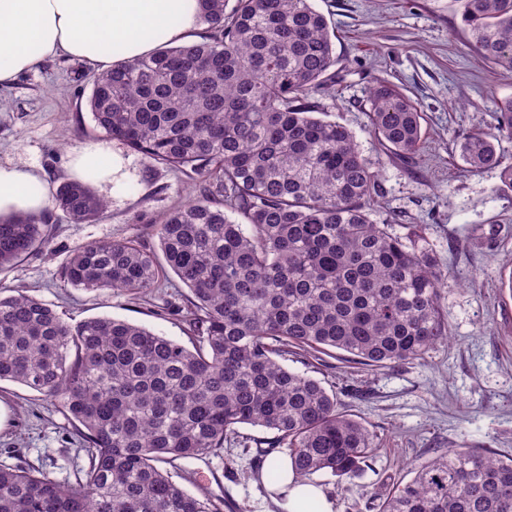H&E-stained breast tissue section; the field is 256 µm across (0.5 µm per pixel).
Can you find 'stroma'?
Returning <instances> with one entry per match:
<instances>
[{"label":"stroma","mask_w":512,"mask_h":512,"mask_svg":"<svg viewBox=\"0 0 512 512\" xmlns=\"http://www.w3.org/2000/svg\"><path fill=\"white\" fill-rule=\"evenodd\" d=\"M334 31L335 84L315 95L323 119L350 129L372 160L380 186L371 217L396 226L426 225V240L448 277L441 305L451 339L425 361L368 367L330 356L288 358L289 369L335 389L341 412L377 437L368 468L348 481L318 473L313 483L335 512H376L392 485L436 454L466 445L512 455V195L500 192L499 169H468L463 135L495 123L499 99L512 96V72L491 69L472 51L458 0H314ZM96 67L67 55L41 60L0 88V164L42 170L58 185L69 177L76 147L101 143L123 152L129 179L117 192L97 187L107 207L94 222L62 212L49 222L48 249L0 271V287L22 288L77 324L112 317L190 345L189 290L175 275L146 294L100 292L64 285L73 251L91 241L136 239L153 247L151 228L186 199L201 178L124 150L96 130L87 106ZM385 80L424 113L425 140L415 163L383 155L369 134L368 90ZM499 223L494 243L481 229ZM0 464L39 467L74 482L86 462L82 440L58 400L20 384L0 382ZM223 457L178 461L172 479L192 494L214 492L224 512H279L269 484L259 481L242 440L261 436L243 425Z\"/></svg>","instance_id":"1"}]
</instances>
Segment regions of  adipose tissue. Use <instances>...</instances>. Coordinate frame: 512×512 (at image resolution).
Masks as SVG:
<instances>
[{"label":"adipose tissue","instance_id":"ef3b65f1","mask_svg":"<svg viewBox=\"0 0 512 512\" xmlns=\"http://www.w3.org/2000/svg\"><path fill=\"white\" fill-rule=\"evenodd\" d=\"M201 29L197 0H0V85L43 58L67 54L106 71L155 52L161 44L193 42ZM71 178L118 191L127 161L110 147L91 143L74 151ZM52 187L36 169L0 165V217L42 215ZM272 496L281 512H302L317 500L318 512H334L320 488L280 460Z\"/></svg>","mask_w":512,"mask_h":512}]
</instances>
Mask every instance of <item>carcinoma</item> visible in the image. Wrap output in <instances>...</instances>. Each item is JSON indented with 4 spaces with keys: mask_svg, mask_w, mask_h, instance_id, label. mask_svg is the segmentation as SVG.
Wrapping results in <instances>:
<instances>
[{
    "mask_svg": "<svg viewBox=\"0 0 512 512\" xmlns=\"http://www.w3.org/2000/svg\"><path fill=\"white\" fill-rule=\"evenodd\" d=\"M200 0L202 41L163 46L93 79L95 127L156 164L205 177L201 198L135 240L76 250L64 283L146 293L168 268L191 293L188 348L110 317L72 326L22 289L0 290V381L60 401L88 462L76 483L0 464V512H221L161 464L205 459L239 438L256 460L286 451L295 473L359 476L377 448L336 393L286 367L288 354L331 355L379 367L421 361L449 341L441 307L448 271L422 225L403 235L371 219L373 163L345 126L315 116L311 97L334 76L331 23L313 0ZM476 55L512 71V0H461ZM369 130L393 157L418 158V103L379 81L367 96ZM512 97L490 131L466 134L470 168H501ZM75 222L106 208L89 182L66 180L52 200ZM240 216L241 225L228 216ZM46 215L0 218V270L46 247ZM164 264H159L157 253ZM379 512H512V456L458 448L397 485Z\"/></svg>",
    "mask_w": 512,
    "mask_h": 512,
    "instance_id": "carcinoma-1",
    "label": "carcinoma"
}]
</instances>
